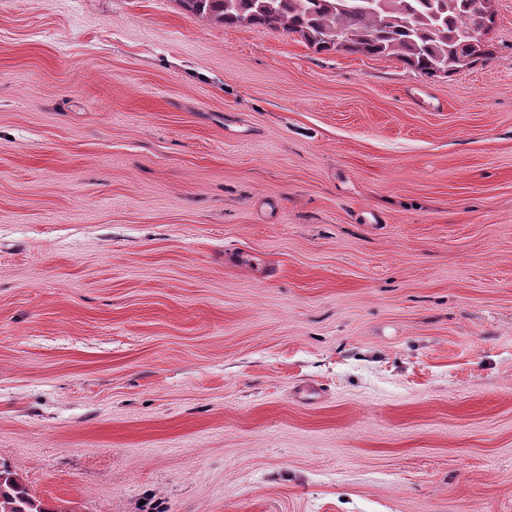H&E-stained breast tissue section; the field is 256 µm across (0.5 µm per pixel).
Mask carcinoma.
Listing matches in <instances>:
<instances>
[{"label":"carcinoma","mask_w":512,"mask_h":512,"mask_svg":"<svg viewBox=\"0 0 512 512\" xmlns=\"http://www.w3.org/2000/svg\"><path fill=\"white\" fill-rule=\"evenodd\" d=\"M191 14L224 25L297 34L318 50L389 57L425 77L451 76L492 58L467 33L492 32L495 0H180ZM0 512H66L34 497L0 462Z\"/></svg>","instance_id":"1"}]
</instances>
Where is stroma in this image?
Returning a JSON list of instances; mask_svg holds the SVG:
<instances>
[{
  "label": "stroma",
  "instance_id": "35a3bbf8",
  "mask_svg": "<svg viewBox=\"0 0 512 512\" xmlns=\"http://www.w3.org/2000/svg\"><path fill=\"white\" fill-rule=\"evenodd\" d=\"M392 58L0 0V461L67 512H512V0Z\"/></svg>",
  "mask_w": 512,
  "mask_h": 512
}]
</instances>
